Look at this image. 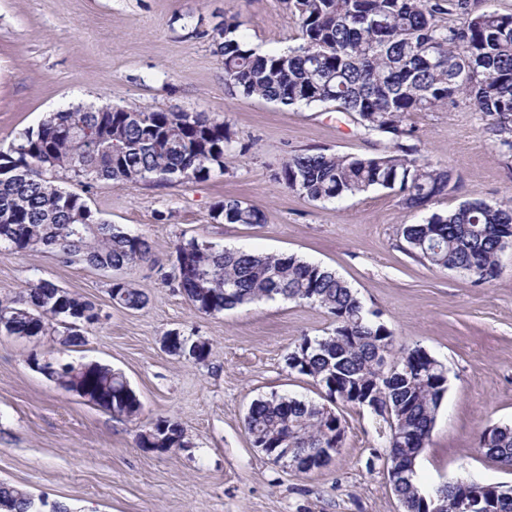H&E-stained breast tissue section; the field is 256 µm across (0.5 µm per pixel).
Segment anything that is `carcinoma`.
<instances>
[{
    "label": "carcinoma",
    "instance_id": "obj_1",
    "mask_svg": "<svg viewBox=\"0 0 512 512\" xmlns=\"http://www.w3.org/2000/svg\"><path fill=\"white\" fill-rule=\"evenodd\" d=\"M301 43L285 52L260 54L232 18L209 36L224 67L225 83L246 96L284 107L332 104L355 113L366 132L393 136L390 150L371 157L306 150L288 158L276 173L286 187L312 201H331L381 187L397 192L401 204L424 209L448 192V170L417 157L409 141L414 112H434L469 102L487 118L499 146L512 153V13L474 12L469 0H287ZM459 16V23L446 17ZM119 150H112V141ZM233 133L204 112H146L136 107L47 113L35 128L18 133L0 150V249L48 250L63 261L81 260L97 269L120 271L151 260L152 246L95 215L79 193L106 180L126 186L205 180L224 171ZM211 217L225 224H262L264 212L238 199L217 202ZM403 239L411 255L432 267L461 270L489 283L500 273L499 257L512 246V201L465 202L446 215L406 224ZM173 280L193 308L204 314L279 297L327 310L334 327L326 336L302 337L288 352L289 372L318 387L335 385V403L362 406L374 415L386 406L398 426H381L384 447L404 458L426 448L448 389L447 371L415 347L395 359L398 372L379 375L391 355L393 334L333 270L294 254L260 255L220 248L191 238L175 247ZM109 293L119 306L139 310L147 295L115 277ZM101 320L94 303L56 284L33 279L18 301H0V332L52 336L56 371L48 375L61 389L118 419L137 417L142 403L126 390L124 376L96 362L64 360L85 342ZM167 352L204 362L207 341L178 331L163 338ZM252 445L294 448L314 463L346 432L327 406L272 392L254 400L245 418ZM138 446L181 448L185 430L168 418L138 434ZM476 448L512 471V424L481 433ZM404 512H423L422 488L409 472L392 483ZM472 489L449 483L436 496L445 512H462ZM24 489L0 482V505L8 512H33Z\"/></svg>",
    "mask_w": 512,
    "mask_h": 512
}]
</instances>
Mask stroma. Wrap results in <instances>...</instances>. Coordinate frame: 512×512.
Here are the masks:
<instances>
[{
    "label": "stroma",
    "instance_id": "obj_1",
    "mask_svg": "<svg viewBox=\"0 0 512 512\" xmlns=\"http://www.w3.org/2000/svg\"><path fill=\"white\" fill-rule=\"evenodd\" d=\"M235 16L258 53L299 43L282 0H0V149L72 105L205 112L234 134L223 172L206 180L100 181L88 192L98 217L148 237L151 261L116 273L52 252H0V301L42 278L96 304L101 321L70 358L122 372L143 404L137 421L113 418L31 367L50 338L0 333V482L70 512H402L368 411L340 408L343 446L319 471L283 467L253 447L245 417L254 399L274 391L317 398L285 357L302 336L331 331L332 319L279 298L198 313L171 279L175 246L190 238L335 270L379 312L395 350L422 347L447 368L448 391L416 461L424 484L512 482L474 450L486 428L512 423V248L499 258V276L477 284L417 260L400 233L465 201L511 200L512 156L462 102L408 119L419 156L451 174L447 195L421 213L403 209L389 189L330 202L288 189L276 174L290 156L320 148L369 157L389 150L392 137L364 131L356 114L331 105L283 107L229 90L205 32ZM229 197L261 208L265 222L212 221V206ZM116 275L148 294L145 308L113 304ZM172 330L207 340L208 359L166 353L161 339ZM159 418L181 423L187 447H138L140 431Z\"/></svg>",
    "mask_w": 512,
    "mask_h": 512
}]
</instances>
